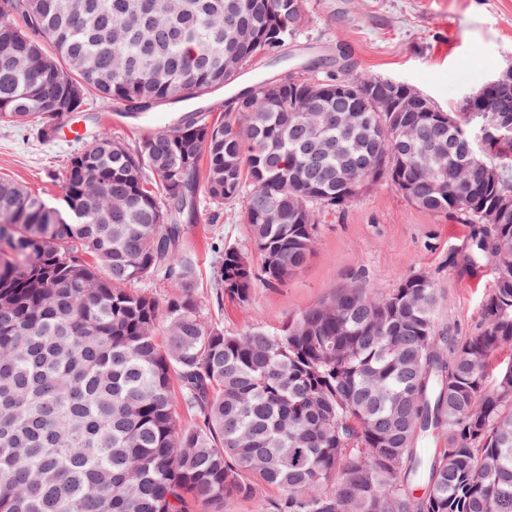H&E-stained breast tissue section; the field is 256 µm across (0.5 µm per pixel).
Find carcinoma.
<instances>
[{
  "label": "carcinoma",
  "mask_w": 512,
  "mask_h": 512,
  "mask_svg": "<svg viewBox=\"0 0 512 512\" xmlns=\"http://www.w3.org/2000/svg\"><path fill=\"white\" fill-rule=\"evenodd\" d=\"M17 2L0 0V121L42 139L91 96L139 117L283 62L308 21L305 0ZM38 53L52 73L33 74ZM379 82L345 64L260 80L132 148L101 131L68 159L60 206L0 179V512H188L262 485L284 499L256 512H512V359L488 372L512 348V135L480 144L499 112H386ZM358 107L353 129L333 120ZM381 182L502 264L476 332L439 326L424 272L387 295L339 286L276 333L205 320L183 243L199 189L214 221L245 199L250 249L219 250L244 302Z\"/></svg>",
  "instance_id": "obj_1"
}]
</instances>
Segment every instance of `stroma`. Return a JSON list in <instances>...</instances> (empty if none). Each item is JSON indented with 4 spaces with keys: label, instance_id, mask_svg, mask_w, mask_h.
I'll list each match as a JSON object with an SVG mask.
<instances>
[{
    "label": "stroma",
    "instance_id": "stroma-1",
    "mask_svg": "<svg viewBox=\"0 0 512 512\" xmlns=\"http://www.w3.org/2000/svg\"><path fill=\"white\" fill-rule=\"evenodd\" d=\"M307 24L285 47L287 54L329 61L345 55L356 76L375 75L413 87L440 110L459 111L466 94L512 66V0H306ZM92 132L108 130L132 146L154 129L90 101L82 118ZM81 141L61 132L40 140L33 129L0 123V178L48 201L63 193L66 164ZM186 238L196 264V294L204 318L238 334L270 332L320 302L333 288L356 282L386 295L400 281L424 272L438 289V321L462 335L476 328L482 301L499 265L469 263L468 225L452 215L417 209L393 186H372L336 220L319 225L304 268L285 283L255 282L248 301L224 295L213 248H249L243 201L212 220L207 197Z\"/></svg>",
    "mask_w": 512,
    "mask_h": 512
}]
</instances>
